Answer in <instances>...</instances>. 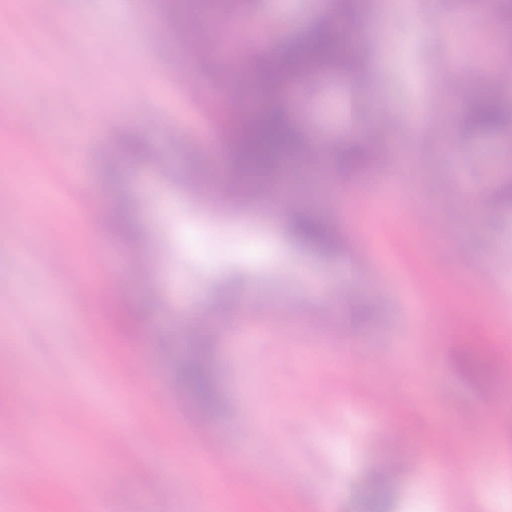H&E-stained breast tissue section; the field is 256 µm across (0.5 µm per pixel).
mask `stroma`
I'll return each instance as SVG.
<instances>
[{
	"label": "stroma",
	"instance_id": "stroma-1",
	"mask_svg": "<svg viewBox=\"0 0 512 512\" xmlns=\"http://www.w3.org/2000/svg\"><path fill=\"white\" fill-rule=\"evenodd\" d=\"M379 2L358 4L369 18L355 26L368 58L360 89L340 72L304 87L299 104L328 139L352 126L381 139L385 154L411 151L390 186L371 192L374 167L336 180L321 200L341 236H368L360 259L302 251L282 229L285 211H254L242 196L218 205L185 182L203 166L237 179L217 148V115L231 112L245 79L212 88L209 62L158 36L144 0H0V31L26 48L20 57L0 48V112L26 113L0 124V175L22 173L25 185L24 209L0 212V336L17 338L14 352L0 351V455L28 448L30 474L0 512H265L263 491L227 486L225 460L206 457L210 437L234 440L247 413L256 436L239 443L238 463L277 482L280 512H359L378 477L390 512H489L493 499L512 512V404L497 417L479 407L487 390L512 394V375L498 348L488 377L475 375L468 326L476 314L512 331V209L464 204L456 223L447 217L457 191L492 194L512 175V146L459 125L435 66L447 58L471 95L498 93L481 62L506 38L488 40L493 26L481 21L496 15L495 0H413L411 15ZM321 7L255 0L224 35L243 41L261 23L279 45ZM79 41L92 53L76 54ZM100 112L116 127L95 124ZM87 193L100 205L90 227L80 217ZM30 240L52 253V271L26 255ZM429 243L446 270L426 261ZM131 244L147 286L118 271L95 277ZM78 280V299L62 294ZM220 287L229 309L254 302L260 341L225 339L227 322L210 306ZM353 303L368 309L373 335L351 325ZM201 324L224 395L187 418L176 365ZM352 349L362 362L348 368ZM137 363L149 376L141 415L109 432L112 381ZM386 390L402 400L400 414L380 401ZM449 427L467 462L444 468L438 493L427 460ZM394 452L415 466L394 468Z\"/></svg>",
	"mask_w": 512,
	"mask_h": 512
}]
</instances>
